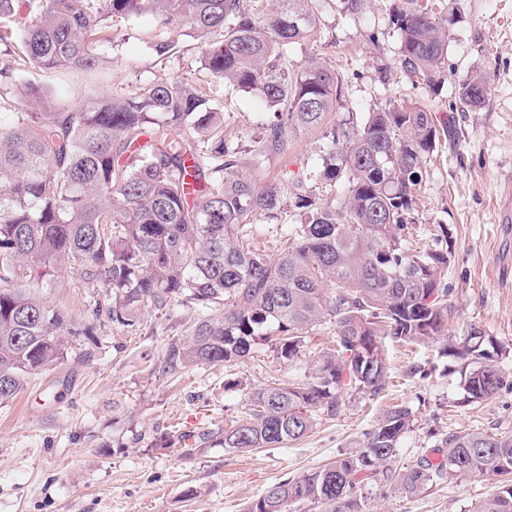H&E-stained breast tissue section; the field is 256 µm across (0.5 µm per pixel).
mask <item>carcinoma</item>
<instances>
[{
  "instance_id": "cac0c4a2",
  "label": "carcinoma",
  "mask_w": 512,
  "mask_h": 512,
  "mask_svg": "<svg viewBox=\"0 0 512 512\" xmlns=\"http://www.w3.org/2000/svg\"><path fill=\"white\" fill-rule=\"evenodd\" d=\"M29 21L17 50L0 59V74L75 70L93 83L102 76L97 48L112 42L122 21L151 12L200 44L212 77L256 92L273 120L252 155L323 125L337 111L336 68L311 53L297 69L288 48L309 41L321 23L318 0H278L269 13L242 0H28ZM455 0H395L388 26L400 39L398 64L410 79L436 91L444 85ZM461 104H484L489 78L472 71L456 86ZM26 111L0 93V401L28 377L64 358L69 314L43 289L63 268L100 288L93 316L135 329L145 310L173 302L199 311L185 338L172 344L170 371L244 361L269 343L276 359L293 361L323 322L334 327L336 350L319 355L304 379L240 382L245 411L196 435L197 448L246 452L308 434L320 413L336 414L348 395L376 394L387 378L385 340L412 343L447 330L448 248L411 242L423 158L441 133L423 105L391 101L361 122L352 115L330 132L334 150L316 179L345 185L337 203L318 202L303 182L288 189L239 170L238 152L224 139V110L211 87L173 80L144 83L60 109L38 86ZM288 211L300 220L278 253L252 245L250 221ZM493 346L473 329L444 354L467 361L465 391L482 401L512 386L490 364ZM412 411L387 407L357 450L318 469L273 484L246 512H288L310 504L318 512H368L363 490L392 485L405 496L459 478L512 474V436L450 431L437 462L397 464ZM472 512H512V481L504 480Z\"/></svg>"
}]
</instances>
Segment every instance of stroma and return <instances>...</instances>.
<instances>
[{
    "instance_id": "stroma-1",
    "label": "stroma",
    "mask_w": 512,
    "mask_h": 512,
    "mask_svg": "<svg viewBox=\"0 0 512 512\" xmlns=\"http://www.w3.org/2000/svg\"><path fill=\"white\" fill-rule=\"evenodd\" d=\"M391 0H371L360 15L340 14L333 0L321 4L317 36L294 45L289 67L309 53L335 65L341 80L340 112L364 118L392 100L425 105L450 122L447 141L422 166L415 228L431 246L440 226L448 228L451 251L445 281L452 314L447 338L478 329L493 337L494 365L512 371V223L500 221L501 174L512 171V0H457L448 45V79L441 91L411 82L398 65L399 41L387 24ZM157 21L144 14L121 24L113 43L102 45L105 79L99 88L141 81L183 79L209 82L224 105L225 137L240 151V167L261 182L306 180L319 201L340 197L343 187L314 180L332 148L325 126L301 133L288 145L268 150L261 169L250 166L248 150L267 123L260 99L210 78L200 50L184 29L165 34L177 51L157 56L147 45ZM478 70L491 91L477 109L461 108L455 82ZM76 73L36 76L15 71L7 80L16 111H24L26 89L41 82L63 109H79ZM97 291L79 275L59 273L45 296L79 326L95 325L91 336H69L59 364L32 374L26 386L0 404V512H245L273 484L322 467L353 451L364 432L394 403L410 408L411 429L400 442L399 462L411 468L437 449L443 434L478 429L512 435V389L482 402L467 400L464 363L443 355L442 341H386L389 367L385 389L360 393L333 416L318 414L303 438L245 453L204 448L193 454L160 449L161 435L197 418V430L239 416L243 399L229 383L262 385L271 378H300L320 352L333 345L331 324L318 326L290 364L269 345L256 346L245 362L229 367L199 365L162 370L170 344L193 322L194 308L175 303L147 310L135 331L93 322ZM422 374L412 375L411 367ZM500 481L443 482L404 498L385 485L366 488L369 512H470L494 494Z\"/></svg>"
}]
</instances>
